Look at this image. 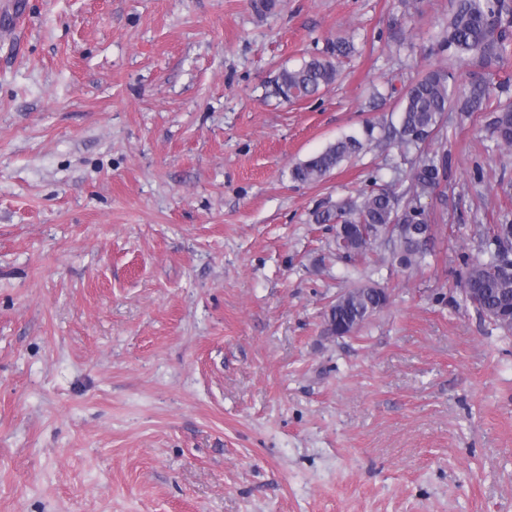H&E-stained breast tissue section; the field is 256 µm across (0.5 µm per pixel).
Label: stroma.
<instances>
[{"mask_svg": "<svg viewBox=\"0 0 512 512\" xmlns=\"http://www.w3.org/2000/svg\"><path fill=\"white\" fill-rule=\"evenodd\" d=\"M22 0L0 10V512H512V335L462 252L512 221V147L452 108L420 197L437 263L338 257L319 212L412 193L415 149L300 161L443 67L512 103V57L439 51L449 0ZM343 38L337 81L283 68ZM388 305L351 337L355 285ZM350 51L351 45L348 41L336 39L324 55L304 60L296 68H283L276 82L280 93L286 100L317 94L336 81V60L340 56H346ZM363 143L355 136H346L328 144L321 152L299 162L292 169V178L302 183H316L334 170L345 158L358 152ZM378 289L384 290L389 296L387 289ZM378 289L374 286L361 285L348 291L341 303L331 307L330 312L327 314L326 333L328 335L336 334V331L342 325H347L349 322L358 321L364 323L371 313L378 308L385 307L388 304V297L383 291Z\"/></svg>", "mask_w": 512, "mask_h": 512, "instance_id": "obj_1", "label": "stroma"}]
</instances>
